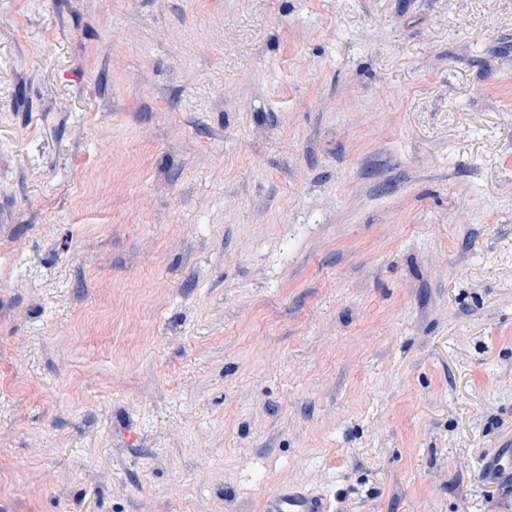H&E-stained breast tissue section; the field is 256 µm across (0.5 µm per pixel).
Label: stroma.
I'll return each mask as SVG.
<instances>
[{
    "label": "stroma",
    "instance_id": "35a3bbf8",
    "mask_svg": "<svg viewBox=\"0 0 512 512\" xmlns=\"http://www.w3.org/2000/svg\"><path fill=\"white\" fill-rule=\"evenodd\" d=\"M512 0H0V512H512ZM264 512H325L321 499L299 489H281L267 494Z\"/></svg>",
    "mask_w": 512,
    "mask_h": 512
}]
</instances>
